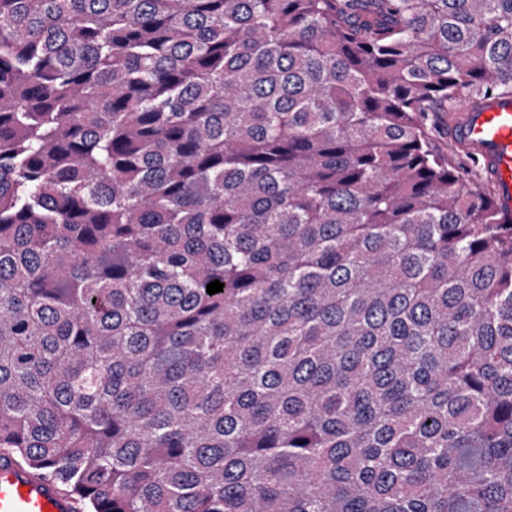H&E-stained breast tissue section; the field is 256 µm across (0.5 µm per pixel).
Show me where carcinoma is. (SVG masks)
<instances>
[{
	"label": "carcinoma",
	"instance_id": "carcinoma-1",
	"mask_svg": "<svg viewBox=\"0 0 512 512\" xmlns=\"http://www.w3.org/2000/svg\"><path fill=\"white\" fill-rule=\"evenodd\" d=\"M506 93L512 0H0V455L89 512H512V213L424 123Z\"/></svg>",
	"mask_w": 512,
	"mask_h": 512
}]
</instances>
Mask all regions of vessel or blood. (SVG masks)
Masks as SVG:
<instances>
[{"label": "vessel or blood", "instance_id": "vessel-or-blood-1", "mask_svg": "<svg viewBox=\"0 0 512 512\" xmlns=\"http://www.w3.org/2000/svg\"><path fill=\"white\" fill-rule=\"evenodd\" d=\"M448 141L476 158L498 206L512 211V95L487 97L448 115ZM57 485L0 458V512H75Z\"/></svg>", "mask_w": 512, "mask_h": 512}]
</instances>
